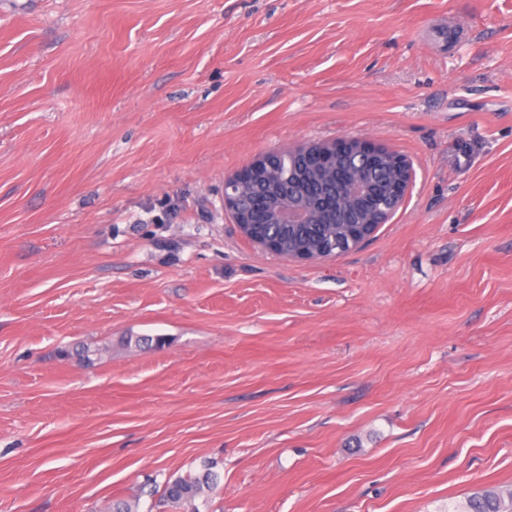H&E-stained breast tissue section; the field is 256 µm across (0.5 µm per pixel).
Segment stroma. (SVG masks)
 <instances>
[{
	"label": "stroma",
	"mask_w": 512,
	"mask_h": 512,
	"mask_svg": "<svg viewBox=\"0 0 512 512\" xmlns=\"http://www.w3.org/2000/svg\"><path fill=\"white\" fill-rule=\"evenodd\" d=\"M343 137L413 167L374 238L244 239L225 178ZM211 462L200 512L512 485V0H0V512Z\"/></svg>",
	"instance_id": "stroma-1"
}]
</instances>
